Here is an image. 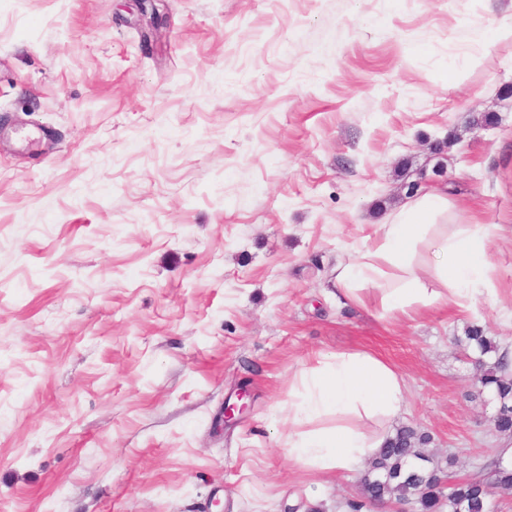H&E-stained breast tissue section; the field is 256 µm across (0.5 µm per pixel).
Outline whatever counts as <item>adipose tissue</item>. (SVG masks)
<instances>
[{
  "mask_svg": "<svg viewBox=\"0 0 512 512\" xmlns=\"http://www.w3.org/2000/svg\"><path fill=\"white\" fill-rule=\"evenodd\" d=\"M448 192L432 186L379 224L375 238L334 280L342 303L373 304L382 314L412 317L482 293L485 226H453ZM300 389L288 402L289 461L313 474L351 470L375 456L386 430L370 431L363 420L388 421L404 404L403 382L383 360L365 351L320 355L297 376Z\"/></svg>",
  "mask_w": 512,
  "mask_h": 512,
  "instance_id": "ef3b65f1",
  "label": "adipose tissue"
}]
</instances>
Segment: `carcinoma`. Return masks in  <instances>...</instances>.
I'll return each instance as SVG.
<instances>
[{
	"label": "carcinoma",
	"mask_w": 512,
	"mask_h": 512,
	"mask_svg": "<svg viewBox=\"0 0 512 512\" xmlns=\"http://www.w3.org/2000/svg\"><path fill=\"white\" fill-rule=\"evenodd\" d=\"M474 353L479 369L478 382L490 392L502 411L492 417L494 430L512 433V371L502 362H490L500 343L472 325L465 339H456ZM431 442L429 435L411 426H400L382 448L379 457L369 460L358 495L343 503L344 512H363L373 504L402 502L410 512H496L492 489L512 493V468L497 457L483 459L475 476L444 480V468L422 452Z\"/></svg>",
	"instance_id": "cac0c4a2"
}]
</instances>
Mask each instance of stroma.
I'll return each mask as SVG.
<instances>
[{
	"label": "stroma",
	"instance_id": "obj_1",
	"mask_svg": "<svg viewBox=\"0 0 512 512\" xmlns=\"http://www.w3.org/2000/svg\"><path fill=\"white\" fill-rule=\"evenodd\" d=\"M159 10L0 0V512H341L364 463L280 451L336 351L391 365L397 425L472 473L499 435L453 339L512 342V0ZM435 183L489 229L478 319L338 303L373 208Z\"/></svg>",
	"mask_w": 512,
	"mask_h": 512
}]
</instances>
